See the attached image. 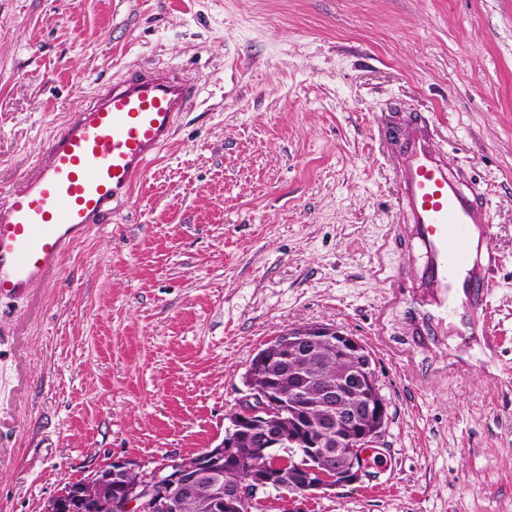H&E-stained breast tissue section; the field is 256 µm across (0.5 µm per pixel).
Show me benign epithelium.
Instances as JSON below:
<instances>
[{"label":"benign epithelium","mask_w":512,"mask_h":512,"mask_svg":"<svg viewBox=\"0 0 512 512\" xmlns=\"http://www.w3.org/2000/svg\"><path fill=\"white\" fill-rule=\"evenodd\" d=\"M326 352L350 367L336 375V384L317 392L320 426L307 414L296 419L289 408L302 399L296 388L283 390L268 382L257 384L248 374L249 393L230 418L224 440L194 459L165 457L148 474L130 459H115L87 481L68 485L51 500L47 512H66L68 501L91 496L114 512H182L183 501L199 491L200 480L215 474V466L237 460L238 438L250 430L263 435L262 455L288 460V482L266 464L250 468L231 485L216 483L206 493L208 512H253L263 507L261 494L270 488L303 494L355 483L366 475V452L384 435L388 415L372 359L355 337L334 326L312 324L289 328L256 353L271 361L288 355L303 361ZM138 473L136 482L126 480Z\"/></svg>","instance_id":"7a95c632"}]
</instances>
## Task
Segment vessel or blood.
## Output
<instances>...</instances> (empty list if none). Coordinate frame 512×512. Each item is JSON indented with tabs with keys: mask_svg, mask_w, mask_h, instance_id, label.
I'll return each instance as SVG.
<instances>
[{
	"mask_svg": "<svg viewBox=\"0 0 512 512\" xmlns=\"http://www.w3.org/2000/svg\"><path fill=\"white\" fill-rule=\"evenodd\" d=\"M194 97V83L174 67L135 69L69 113L0 203V298L52 281L67 246L128 202ZM393 131L397 206L415 250L413 340L432 349L454 336L467 360L489 362L490 283L500 256L481 194L449 167L428 121L403 114Z\"/></svg>",
	"mask_w": 512,
	"mask_h": 512,
	"instance_id": "1",
	"label": "vessel or blood"
}]
</instances>
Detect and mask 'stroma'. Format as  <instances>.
Returning <instances> with one entry per match:
<instances>
[{
	"mask_svg": "<svg viewBox=\"0 0 512 512\" xmlns=\"http://www.w3.org/2000/svg\"><path fill=\"white\" fill-rule=\"evenodd\" d=\"M138 65L198 91L132 200L0 299V512L215 447L252 357L307 324L364 344L388 424L360 482L263 512H512V0H0V199ZM397 108L487 200L491 364L410 341Z\"/></svg>",
	"mask_w": 512,
	"mask_h": 512,
	"instance_id": "stroma-1",
	"label": "stroma"
}]
</instances>
